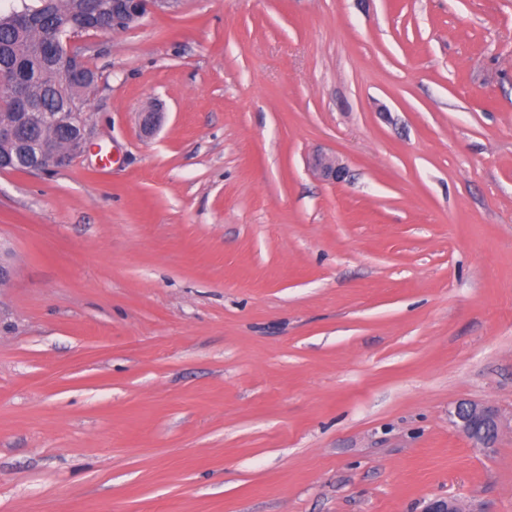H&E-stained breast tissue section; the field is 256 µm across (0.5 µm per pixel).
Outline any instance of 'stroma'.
<instances>
[{
	"label": "stroma",
	"instance_id": "35a3bbf8",
	"mask_svg": "<svg viewBox=\"0 0 512 512\" xmlns=\"http://www.w3.org/2000/svg\"><path fill=\"white\" fill-rule=\"evenodd\" d=\"M84 42L92 149L0 172V512H512V0ZM452 424L454 427L469 436L472 431V438L479 439L483 435V427L492 428L498 436L500 430V419L498 413L487 406L476 403H464L456 407L452 415ZM481 425V426H477ZM474 426H477L474 428Z\"/></svg>",
	"mask_w": 512,
	"mask_h": 512
}]
</instances>
